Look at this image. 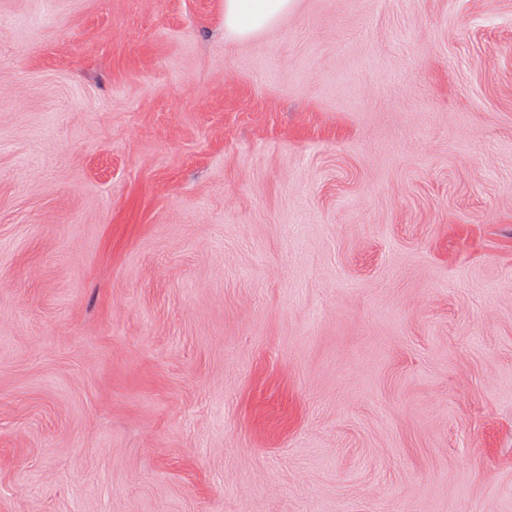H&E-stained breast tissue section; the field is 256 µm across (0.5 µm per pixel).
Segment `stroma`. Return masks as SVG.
<instances>
[{"label": "stroma", "instance_id": "stroma-1", "mask_svg": "<svg viewBox=\"0 0 512 512\" xmlns=\"http://www.w3.org/2000/svg\"><path fill=\"white\" fill-rule=\"evenodd\" d=\"M0 512H512V0H0ZM293 0H224V36L246 41L274 26L288 13Z\"/></svg>", "mask_w": 512, "mask_h": 512}]
</instances>
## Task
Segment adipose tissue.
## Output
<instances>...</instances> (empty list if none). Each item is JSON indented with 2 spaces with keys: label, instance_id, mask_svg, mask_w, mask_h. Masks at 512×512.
I'll list each match as a JSON object with an SVG mask.
<instances>
[{
  "label": "adipose tissue",
  "instance_id": "obj_1",
  "mask_svg": "<svg viewBox=\"0 0 512 512\" xmlns=\"http://www.w3.org/2000/svg\"><path fill=\"white\" fill-rule=\"evenodd\" d=\"M293 0H224V35L236 41L274 26Z\"/></svg>",
  "mask_w": 512,
  "mask_h": 512
}]
</instances>
